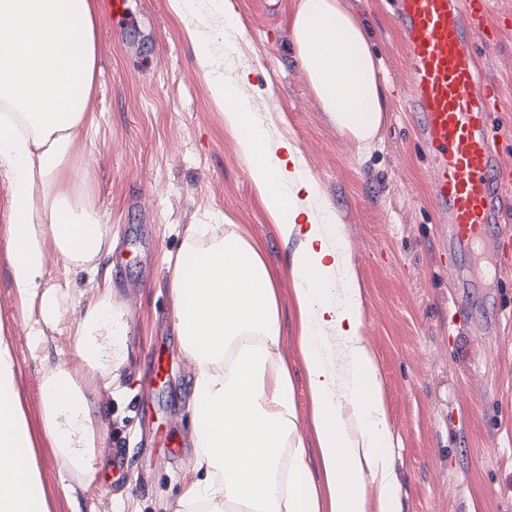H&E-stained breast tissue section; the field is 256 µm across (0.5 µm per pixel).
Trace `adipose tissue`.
Segmentation results:
<instances>
[{
	"mask_svg": "<svg viewBox=\"0 0 512 512\" xmlns=\"http://www.w3.org/2000/svg\"><path fill=\"white\" fill-rule=\"evenodd\" d=\"M236 140L249 177L283 241L285 270L235 224H193L172 268L171 320L195 366L192 478L172 512H403L383 380L364 336L363 299L350 243L286 138H272L228 80L241 35L229 0H170ZM96 0H0V177L9 191L0 237L29 334L72 318L81 369L59 364L42 383V430L65 472L91 485L103 465V408L128 355V323L111 288L82 314L79 289L47 284L48 255L69 273L96 276L114 254L108 226L80 191L74 159L90 132ZM291 41L323 112L358 153L377 141L386 89L352 0H295ZM288 273L311 400L304 437L281 352L276 283ZM17 364L0 336V512H50L21 407ZM319 453L313 480L308 443Z\"/></svg>",
	"mask_w": 512,
	"mask_h": 512,
	"instance_id": "1",
	"label": "adipose tissue"
}]
</instances>
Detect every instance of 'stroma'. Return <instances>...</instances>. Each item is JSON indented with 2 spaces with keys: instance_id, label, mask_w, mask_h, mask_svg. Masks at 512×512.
Returning a JSON list of instances; mask_svg holds the SVG:
<instances>
[{
  "instance_id": "obj_1",
  "label": "stroma",
  "mask_w": 512,
  "mask_h": 512,
  "mask_svg": "<svg viewBox=\"0 0 512 512\" xmlns=\"http://www.w3.org/2000/svg\"><path fill=\"white\" fill-rule=\"evenodd\" d=\"M244 35L235 71L249 70L259 91L251 105L272 135L296 142L312 177L336 210L351 243L365 306V336L384 380L404 512H512V317L481 331L494 305H512V268L499 269L491 296L464 295L462 322L448 324L455 291L445 269L447 225L428 202L426 161L408 112L399 33L386 0H362L360 15L387 85L380 142L365 157L336 132L295 60L293 0H231ZM125 20L99 14L100 72L91 136L80 163L87 192L118 241L112 299L126 312L128 360L112 389L103 430L106 475L92 488L66 479L41 428V386L56 364L79 358L69 322L29 341L26 312L0 255V324L17 362L22 407L51 512H168L191 475L192 366L172 327L166 254L192 224L229 219L261 241L273 267L290 252L252 184L234 137L198 68L169 0H126ZM509 111L496 132L512 150V26L484 60ZM283 354L296 402L308 396L296 334L291 283L281 279ZM161 361L163 383L151 364Z\"/></svg>"
}]
</instances>
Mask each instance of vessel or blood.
<instances>
[{
  "label": "vessel or blood",
  "mask_w": 512,
  "mask_h": 512,
  "mask_svg": "<svg viewBox=\"0 0 512 512\" xmlns=\"http://www.w3.org/2000/svg\"><path fill=\"white\" fill-rule=\"evenodd\" d=\"M410 80L409 109L428 161L430 205L448 227V266L462 288H492L507 257L500 203L512 194L491 120L499 83L481 74L479 51L494 50L493 0H393ZM481 31L482 46L471 35Z\"/></svg>",
  "instance_id": "obj_1"
}]
</instances>
